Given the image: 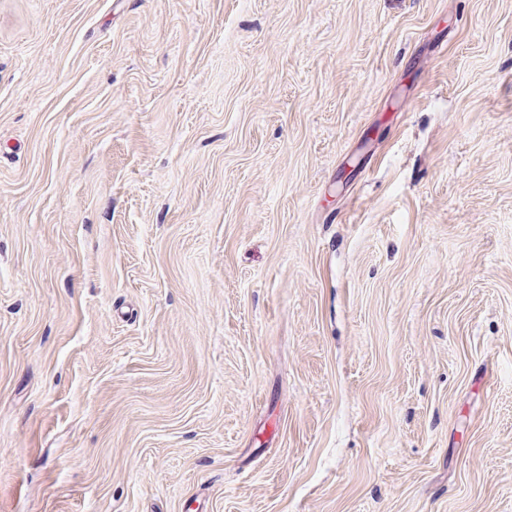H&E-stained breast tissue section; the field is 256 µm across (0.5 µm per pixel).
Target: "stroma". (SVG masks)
<instances>
[{
	"label": "stroma",
	"mask_w": 512,
	"mask_h": 512,
	"mask_svg": "<svg viewBox=\"0 0 512 512\" xmlns=\"http://www.w3.org/2000/svg\"><path fill=\"white\" fill-rule=\"evenodd\" d=\"M0 512H512V0H0Z\"/></svg>",
	"instance_id": "1"
}]
</instances>
